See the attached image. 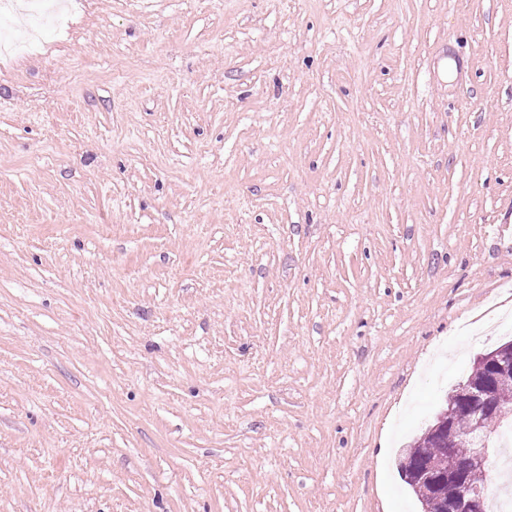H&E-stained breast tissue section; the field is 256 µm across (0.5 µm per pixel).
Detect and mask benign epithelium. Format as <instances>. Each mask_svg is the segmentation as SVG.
<instances>
[{
    "mask_svg": "<svg viewBox=\"0 0 512 512\" xmlns=\"http://www.w3.org/2000/svg\"><path fill=\"white\" fill-rule=\"evenodd\" d=\"M475 362L488 368V376L478 382L462 383L454 389L460 405L480 422L487 414H495L503 421L512 419V411L502 407L495 400V381L512 375V344L481 354ZM495 435L486 434L482 447L476 449L472 457H461L448 449V471L443 473L430 465L411 468L403 466L402 473L412 484L427 483L435 491L441 502L443 512H485L483 491L471 488L467 484V476L474 466L487 467L492 456Z\"/></svg>",
    "mask_w": 512,
    "mask_h": 512,
    "instance_id": "benign-epithelium-1",
    "label": "benign epithelium"
}]
</instances>
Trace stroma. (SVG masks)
I'll return each mask as SVG.
<instances>
[{"mask_svg":"<svg viewBox=\"0 0 512 512\" xmlns=\"http://www.w3.org/2000/svg\"><path fill=\"white\" fill-rule=\"evenodd\" d=\"M493 304L512 0H72L0 59V512H421Z\"/></svg>","mask_w":512,"mask_h":512,"instance_id":"1","label":"stroma"}]
</instances>
